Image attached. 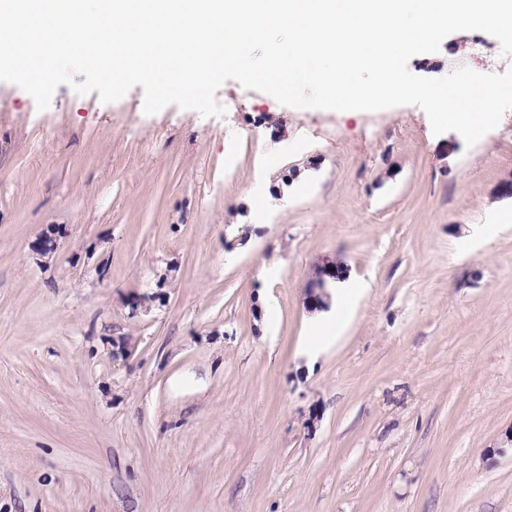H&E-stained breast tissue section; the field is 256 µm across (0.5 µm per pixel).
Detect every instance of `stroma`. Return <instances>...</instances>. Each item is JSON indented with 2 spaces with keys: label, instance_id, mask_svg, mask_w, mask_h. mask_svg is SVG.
<instances>
[{
  "label": "stroma",
  "instance_id": "obj_1",
  "mask_svg": "<svg viewBox=\"0 0 512 512\" xmlns=\"http://www.w3.org/2000/svg\"><path fill=\"white\" fill-rule=\"evenodd\" d=\"M461 66L512 56L458 31L408 62ZM216 97L0 82V512H512V110L469 148L412 105ZM348 268L334 260H321L306 288L305 303L309 312H327L333 301L336 284L346 279Z\"/></svg>",
  "mask_w": 512,
  "mask_h": 512
}]
</instances>
